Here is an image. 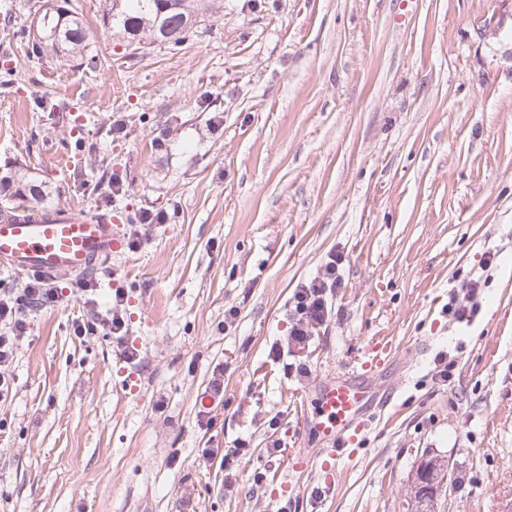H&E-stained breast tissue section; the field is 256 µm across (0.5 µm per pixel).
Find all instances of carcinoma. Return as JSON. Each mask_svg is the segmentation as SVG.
<instances>
[{
	"instance_id": "obj_1",
	"label": "carcinoma",
	"mask_w": 512,
	"mask_h": 512,
	"mask_svg": "<svg viewBox=\"0 0 512 512\" xmlns=\"http://www.w3.org/2000/svg\"><path fill=\"white\" fill-rule=\"evenodd\" d=\"M101 15L104 30L120 34L127 42L142 41L147 36L154 38V32L162 25L169 28L173 41L170 48L183 44L189 33L199 23L205 11H217L224 7L219 0H104ZM27 47L37 55L46 54L60 62L85 59L90 65L95 58L86 54L87 32L83 19L66 8L43 14L38 23L30 24L22 32ZM3 191L10 196L3 198L6 204L13 200L31 199L44 202L50 195L49 188L35 183L26 174L18 171L0 178Z\"/></svg>"
}]
</instances>
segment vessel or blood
<instances>
[{
    "mask_svg": "<svg viewBox=\"0 0 512 512\" xmlns=\"http://www.w3.org/2000/svg\"><path fill=\"white\" fill-rule=\"evenodd\" d=\"M122 247L108 215L72 209L35 213L20 206L0 218V267L6 269L66 278L92 272ZM388 360L386 343L375 342L351 374L322 384L317 413L300 423L301 429L314 430L325 443L317 452L322 468L335 469L349 454L372 401L362 379Z\"/></svg>",
    "mask_w": 512,
    "mask_h": 512,
    "instance_id": "1",
    "label": "vessel or blood"
}]
</instances>
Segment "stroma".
Instances as JSON below:
<instances>
[{
  "label": "stroma",
  "mask_w": 512,
  "mask_h": 512,
  "mask_svg": "<svg viewBox=\"0 0 512 512\" xmlns=\"http://www.w3.org/2000/svg\"><path fill=\"white\" fill-rule=\"evenodd\" d=\"M36 5L0 0V176L124 237L142 211L166 221L93 272L94 307L31 320L0 401V512H405L431 458L453 479L437 512H512V0H224L179 49L135 51L103 0H68L93 67L29 53ZM336 251L331 319L288 347L293 292ZM487 252L458 323L448 292ZM116 288L133 362L74 333ZM380 339L384 414L334 477L297 472L322 445L298 416ZM10 174L0 178V193L10 191L13 187L15 190L10 193L9 197H6L5 193L1 203L3 201L5 204H11L15 199L24 201L29 197L37 204H42L49 197L51 191L42 182L36 184L26 177V173H20L19 171H14V173ZM2 185L4 186L3 189Z\"/></svg>",
  "instance_id": "stroma-1"
}]
</instances>
